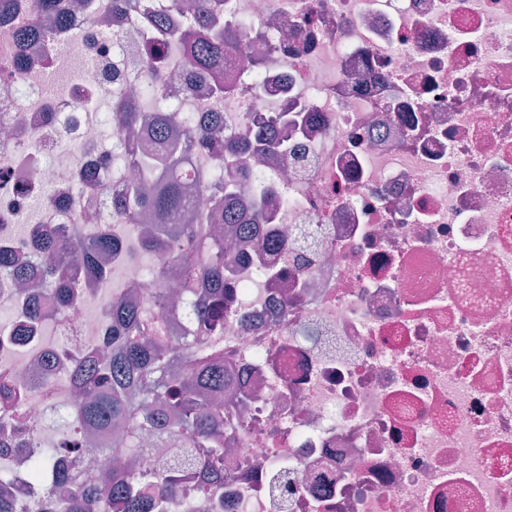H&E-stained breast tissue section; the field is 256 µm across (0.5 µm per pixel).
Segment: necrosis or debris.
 <instances>
[{"label": "necrosis or debris", "mask_w": 512, "mask_h": 512, "mask_svg": "<svg viewBox=\"0 0 512 512\" xmlns=\"http://www.w3.org/2000/svg\"><path fill=\"white\" fill-rule=\"evenodd\" d=\"M250 19L261 81L192 97L256 140V117L304 110L288 153H261V212L277 249L253 241L221 344L241 428L224 434V486L189 469L165 512H512V0H230ZM62 0L65 28L22 49L29 9L0 20V236L34 248L111 226L103 193L132 172L103 151L114 86L139 71L135 13ZM72 190L59 204V188ZM85 292L35 333L0 322V371L27 377L21 418L71 417L48 353L105 345L92 307L134 288Z\"/></svg>", "instance_id": "necrosis-or-debris-1"}]
</instances>
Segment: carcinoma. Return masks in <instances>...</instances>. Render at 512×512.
Returning a JSON list of instances; mask_svg holds the SVG:
<instances>
[{
    "mask_svg": "<svg viewBox=\"0 0 512 512\" xmlns=\"http://www.w3.org/2000/svg\"><path fill=\"white\" fill-rule=\"evenodd\" d=\"M33 22L18 34L21 43L42 41L48 31L44 17L61 22L56 0H29ZM134 8L144 32L149 57L142 68L140 94L157 97L152 110L139 108L135 98L122 89L112 94V120L117 133L130 135L152 129L163 144L181 137L198 147L239 161L248 147L224 134L223 119L213 112L200 123L180 117L172 120L174 106L165 88L156 82L155 62L166 49H184L183 66L203 76L202 90L217 98L235 92L236 81L245 74L235 71L237 55L250 40L251 30L234 13L227 0H198L193 10L182 8L181 0L165 6L130 0H112V11L125 13ZM299 116L282 112L263 121L261 146L265 150L288 151L276 127L297 124ZM130 167L141 178L129 182L112 195V216L136 224L147 221L158 227L164 240L145 237L134 242L130 253L153 255L149 276L142 287L150 291L151 304L137 305L126 298L109 301L104 317L111 325V352L86 349L70 365V384L81 394L69 429L55 440L42 436V426L29 425L33 448L26 466L19 472L0 466V512H18L16 486L24 478L29 483L27 512H151L150 507L176 496L180 470L168 467L146 475L126 463L105 466L108 481L80 480L67 465L84 451L82 430L88 425L109 435L102 443L104 456L115 448L136 454L141 436L163 432L188 448L206 452L215 477L224 479V349L217 343L223 326L224 268L231 260L230 249L217 227L228 232L242 229L253 235L261 228L258 210L246 208L241 189L251 178L239 163L227 180L219 177L208 185L209 210L198 224L181 220L190 204L186 191L184 158L174 154H141L128 150ZM113 235L105 231L96 238L64 243L53 233L38 237L35 252L22 257L0 245V273L16 284L31 289L24 299L26 323L22 335H30L40 319L39 297L53 300L60 322L66 321L71 305L79 298L75 282L81 273L86 279H106L103 268L93 269L90 260L97 254L114 252ZM179 272L182 294L195 296L191 327L176 339L168 335L166 312L172 307L166 288L171 265ZM204 282L209 291H196ZM22 383L0 374V448L12 447L11 438L19 426L18 394Z\"/></svg>",
    "mask_w": 512,
    "mask_h": 512,
    "instance_id": "1",
    "label": "carcinoma"
}]
</instances>
